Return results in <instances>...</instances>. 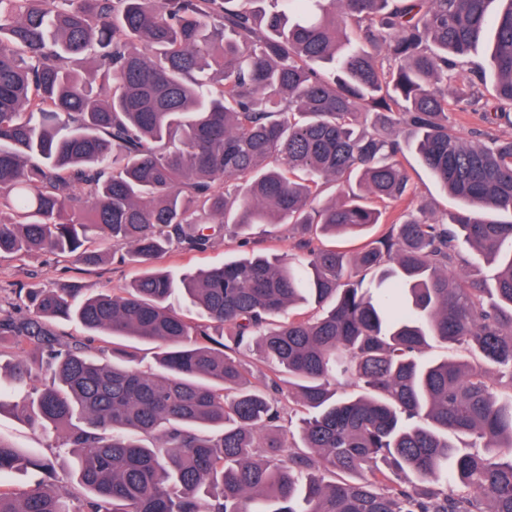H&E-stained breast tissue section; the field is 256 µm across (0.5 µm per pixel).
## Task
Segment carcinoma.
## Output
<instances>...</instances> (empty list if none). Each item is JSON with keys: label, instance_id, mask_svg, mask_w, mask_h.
<instances>
[{"label": "carcinoma", "instance_id": "cac0c4a2", "mask_svg": "<svg viewBox=\"0 0 512 512\" xmlns=\"http://www.w3.org/2000/svg\"><path fill=\"white\" fill-rule=\"evenodd\" d=\"M493 2L0 0V255L141 268L81 302L26 288L28 316L0 319V394L30 389L24 420L82 495L0 436V477L43 475L0 484V512H512V139L451 124L512 126V0ZM490 29L491 108L471 60ZM407 151L465 206L393 213ZM254 224L291 225L295 252L155 268ZM461 244L498 271L452 272ZM72 320L154 345L155 367L47 329ZM433 343L468 357L421 359ZM461 115V116H460ZM452 120L455 124V131L463 139H470L475 136L474 131L476 129L486 130L493 136L502 138L512 137V126L501 125L491 126L485 125L479 121L478 116L470 114H455L452 116Z\"/></svg>", "mask_w": 512, "mask_h": 512}]
</instances>
